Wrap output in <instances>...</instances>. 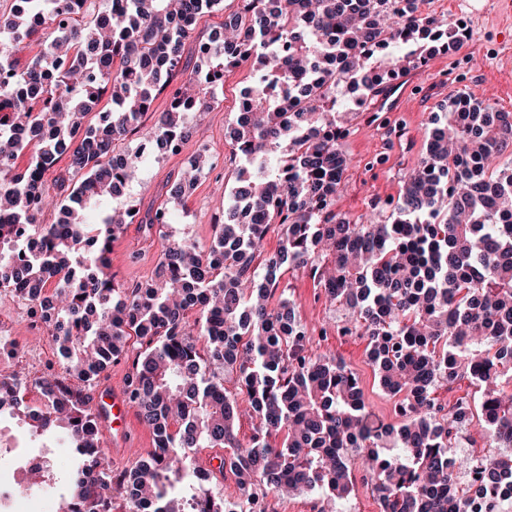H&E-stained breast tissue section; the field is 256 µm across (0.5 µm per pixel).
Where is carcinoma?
<instances>
[{
    "label": "carcinoma",
    "instance_id": "obj_1",
    "mask_svg": "<svg viewBox=\"0 0 512 512\" xmlns=\"http://www.w3.org/2000/svg\"><path fill=\"white\" fill-rule=\"evenodd\" d=\"M221 2L16 0L0 16V290L21 295L31 316L51 290L59 355L56 372L1 378L0 410L23 415L34 434L61 428L73 448L101 447L91 391L134 337L124 390L154 450L121 471L78 455L64 498L94 512H113L118 496L128 510L140 501L151 512H227L230 477L238 512H266L280 491L340 501L360 470L381 512H469L474 496L512 478V165L499 163L512 155V112L472 92L448 100L401 194L381 205L390 222L352 223L333 209L350 164L336 138L349 131L336 109L344 83L372 99L389 77L466 38L417 0L411 11L402 0H241L188 74L185 43ZM26 40L38 52L23 64L14 50ZM248 61L249 111L232 134L240 185L211 244L170 231L153 277L117 281L109 254L133 214L112 200L142 165L117 147L139 134L179 149L224 73ZM166 90L169 108L145 127ZM106 93L112 108L100 110ZM65 153L69 176L52 196L44 176ZM208 161L202 145L169 189L175 204ZM51 208L59 221L41 223ZM273 224L280 245L263 257ZM306 267L347 311L343 332L367 338L398 424L372 421L358 376L316 354L290 299L269 302L286 270ZM462 379L482 388L478 404L439 403L437 388ZM245 415L255 426L243 444ZM476 418L503 449L480 456L477 486L458 482L452 452ZM200 448L224 449L219 475L199 468Z\"/></svg>",
    "mask_w": 512,
    "mask_h": 512
}]
</instances>
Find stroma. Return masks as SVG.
I'll return each mask as SVG.
<instances>
[{"label": "stroma", "mask_w": 512, "mask_h": 512, "mask_svg": "<svg viewBox=\"0 0 512 512\" xmlns=\"http://www.w3.org/2000/svg\"><path fill=\"white\" fill-rule=\"evenodd\" d=\"M424 12L463 20L470 38L453 54L434 56L418 88L408 92L398 111H364L350 115V133L340 148L349 157L344 189L336 197L337 214L353 223L366 220L375 202L398 197L404 180L426 148V136L436 114L450 98L471 91L499 110L512 112V16L502 0H424ZM250 65L230 71L216 90L217 104L208 112L179 152L147 161L139 182L125 188L122 199L140 212L169 208L178 236L209 244L213 226L224 213V192L236 184L237 161L231 132L236 125L242 90L252 83ZM207 145L216 163L204 172L184 206L173 205L168 185L200 145ZM160 238L147 234L140 222L126 225L112 247L110 271L118 281L150 278L159 263ZM296 305V313L314 337L318 354L346 363L357 373L370 412L381 423L395 422L394 403L380 386L363 337L343 334L344 310L330 304L309 270L286 271L279 284Z\"/></svg>", "instance_id": "35a3bbf8"}]
</instances>
